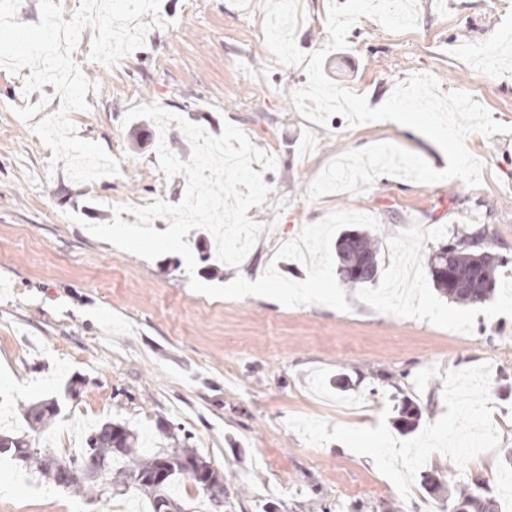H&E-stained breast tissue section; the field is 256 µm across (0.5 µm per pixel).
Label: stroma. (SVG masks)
<instances>
[{
  "label": "stroma",
  "instance_id": "stroma-1",
  "mask_svg": "<svg viewBox=\"0 0 512 512\" xmlns=\"http://www.w3.org/2000/svg\"><path fill=\"white\" fill-rule=\"evenodd\" d=\"M296 32L307 54L325 51L324 72L377 107L394 86L430 74L442 91L481 92L506 132L470 134L481 183L433 184L381 176L365 190L307 195L338 156L378 143L447 160L415 129L378 121L349 125L304 119L291 94L302 66L279 64L263 34V0H161L162 26L109 67L93 61L92 29L72 54L95 84L87 109L71 112L78 137L99 143L120 172L90 182L69 178L13 107L61 98L25 93L30 68L0 69V428L25 430L23 404L57 397L61 413L41 446L77 455L84 436L113 420L173 447L168 426L225 475L224 512H448V495L428 476L495 487L512 448V52L490 79L472 55L512 26V0H417L416 29L393 33L360 18L347 45L330 48L328 0H300ZM157 104L220 135L225 123L274 153L263 171L270 192L248 217L261 233L239 267L210 259L212 235L186 240L197 256L144 259L92 236L85 222H109L117 205L179 203L186 178L167 177L149 119L129 109ZM479 228L502 264L485 302L454 303L434 287L428 253L463 229ZM364 229L380 247L381 276L345 287L334 243ZM261 270L269 295L211 298L190 276L225 284ZM408 281L410 309L382 301L393 278ZM321 283L299 304L290 288ZM417 428L396 424L403 402ZM495 432L480 455L455 454L480 429ZM373 484L378 495L364 494ZM0 512H150L137 492L76 493L0 459Z\"/></svg>",
  "mask_w": 512,
  "mask_h": 512
}]
</instances>
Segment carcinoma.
<instances>
[{"label":"carcinoma","instance_id":"obj_1","mask_svg":"<svg viewBox=\"0 0 512 512\" xmlns=\"http://www.w3.org/2000/svg\"><path fill=\"white\" fill-rule=\"evenodd\" d=\"M473 234L463 230L429 253L428 267L434 285L449 299L461 304H476L494 294L497 257L491 252L466 245ZM337 271L342 282L356 288L375 282L381 272L379 248L374 235L366 230H345L336 239ZM456 277L454 287H448V273ZM60 414L58 399L51 397L31 403L25 410L30 433L0 431V455H8L25 463L60 485L58 470L75 462L96 459L104 462L102 474L64 485L66 489L82 492L100 491L99 479L112 481L111 495L122 496L131 490L149 499L151 512H184L180 499L169 493L170 483L179 476L187 478L202 491L213 512L223 508L224 474L214 469L194 448H160L146 453L141 448L137 430L113 421L91 428L86 439V451L75 457L57 455L49 448L36 445L38 434ZM421 413L409 403L400 408L398 425L411 431L418 425ZM452 512H498V501L478 484L458 489L451 501Z\"/></svg>","mask_w":512,"mask_h":512}]
</instances>
